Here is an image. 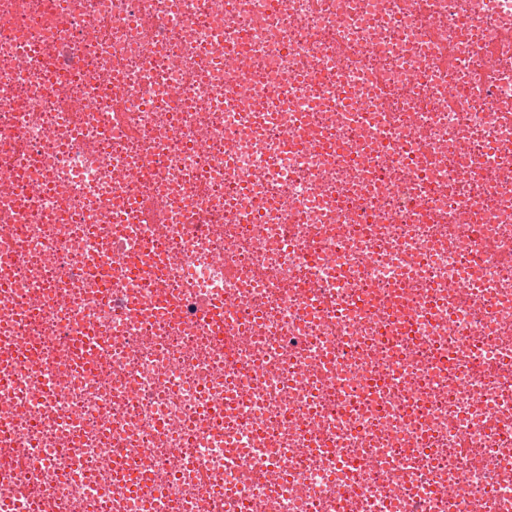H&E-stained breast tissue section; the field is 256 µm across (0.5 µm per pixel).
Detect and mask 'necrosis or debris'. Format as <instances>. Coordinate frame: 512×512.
<instances>
[{
  "instance_id": "necrosis-or-debris-1",
  "label": "necrosis or debris",
  "mask_w": 512,
  "mask_h": 512,
  "mask_svg": "<svg viewBox=\"0 0 512 512\" xmlns=\"http://www.w3.org/2000/svg\"><path fill=\"white\" fill-rule=\"evenodd\" d=\"M0 512H512V0H0Z\"/></svg>"
}]
</instances>
